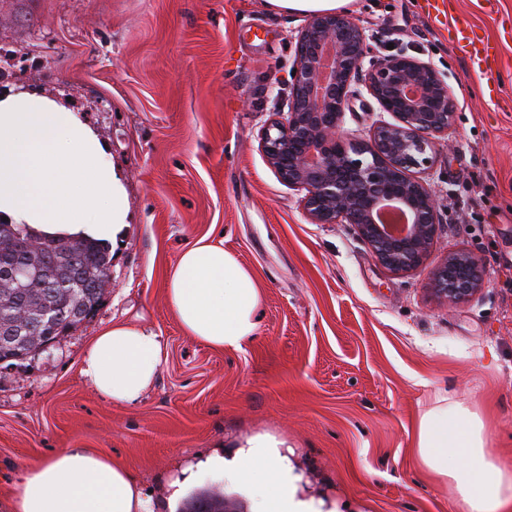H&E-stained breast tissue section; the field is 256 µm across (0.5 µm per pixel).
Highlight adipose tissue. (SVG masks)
<instances>
[{"label":"adipose tissue","instance_id":"ef3b65f1","mask_svg":"<svg viewBox=\"0 0 512 512\" xmlns=\"http://www.w3.org/2000/svg\"><path fill=\"white\" fill-rule=\"evenodd\" d=\"M0 215L42 234L117 242L129 219L126 190L105 142L68 101L36 91L0 95ZM169 306L190 338L216 350H239L259 327L262 290L252 273L201 238L170 269ZM162 336L115 324L86 350L80 374L116 404L139 400L164 360ZM416 452L447 481L462 512H512V464L487 447L481 416L440 395L419 420ZM223 480L245 489L251 512H339L336 500L311 494L285 449L267 434L188 463L169 483V502L188 483ZM9 512H152V499L128 468L92 448H63L19 473L6 495Z\"/></svg>","mask_w":512,"mask_h":512}]
</instances>
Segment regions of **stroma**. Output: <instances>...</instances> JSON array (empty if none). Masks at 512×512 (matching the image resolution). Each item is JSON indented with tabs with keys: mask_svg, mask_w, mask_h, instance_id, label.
I'll return each mask as SVG.
<instances>
[{
	"mask_svg": "<svg viewBox=\"0 0 512 512\" xmlns=\"http://www.w3.org/2000/svg\"><path fill=\"white\" fill-rule=\"evenodd\" d=\"M446 0L500 42L483 80L431 18L425 0H355L374 53L432 63L457 102L434 139L428 181L439 238L425 263L395 274L350 224H313L260 147L287 107L295 40L308 23L265 0H0L1 85L70 99L110 146L132 222L113 246L100 305L45 350L0 364V490L60 448L123 463L169 512L177 466L216 443L267 433L286 440L312 493L361 512H458L447 482L415 453L435 392L482 415L490 445L512 459V0ZM343 127L367 139L382 120L362 82ZM255 276L256 337L219 351L186 336L165 280L202 237ZM473 252L488 275L451 305L431 273ZM166 344L155 383L133 405L103 398L80 374L95 336L117 324Z\"/></svg>",
	"mask_w": 512,
	"mask_h": 512,
	"instance_id": "obj_1",
	"label": "stroma"
}]
</instances>
